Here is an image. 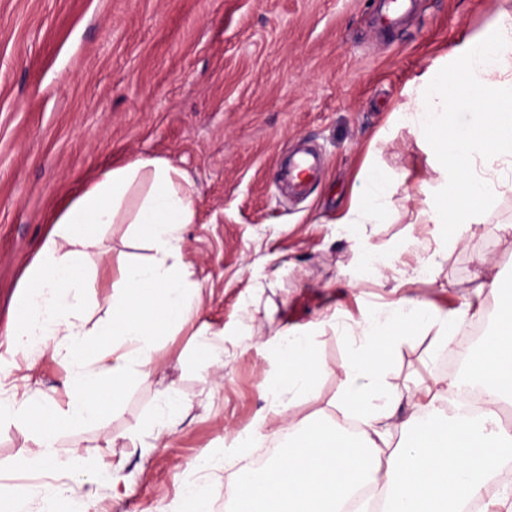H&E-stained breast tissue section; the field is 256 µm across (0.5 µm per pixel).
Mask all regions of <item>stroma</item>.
Instances as JSON below:
<instances>
[{
  "label": "stroma",
  "mask_w": 512,
  "mask_h": 512,
  "mask_svg": "<svg viewBox=\"0 0 512 512\" xmlns=\"http://www.w3.org/2000/svg\"><path fill=\"white\" fill-rule=\"evenodd\" d=\"M377 0H0V353L20 314L21 288L46 233L81 180L149 156L185 171L197 215L183 257L203 292L197 325L222 334L224 370L207 366L192 328L165 338L159 367L123 408L86 429L57 431L61 451L89 447L81 474L22 470L32 443L0 422V484L20 487L31 512L46 488L98 495L106 512H178L195 461L225 458L208 479L209 512L267 444L241 445L257 419L275 427L287 395L280 334L307 336L321 365L295 397L299 418L333 416L343 363L375 311L414 298L447 313L473 303L474 322L496 309L477 290L512 276V193L471 226L417 224V189L436 181L427 152L393 114L420 71L466 38L489 32L512 0H421L403 25L380 30ZM318 148L325 172L306 200L279 184L290 148ZM370 166L398 184L382 224H348ZM385 262L366 276L364 259ZM427 276H416V268ZM413 327L385 382L407 415L415 375L445 378L447 348ZM50 358L12 369L24 398H63ZM188 406L161 447L145 423L170 390ZM124 459L131 493L112 499L98 470Z\"/></svg>",
  "instance_id": "1"
}]
</instances>
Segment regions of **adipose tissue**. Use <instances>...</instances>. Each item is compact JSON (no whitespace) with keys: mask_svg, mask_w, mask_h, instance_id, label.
Wrapping results in <instances>:
<instances>
[{"mask_svg":"<svg viewBox=\"0 0 512 512\" xmlns=\"http://www.w3.org/2000/svg\"><path fill=\"white\" fill-rule=\"evenodd\" d=\"M491 28L492 37L468 38L449 61L416 76L412 97L395 110L440 179L435 202L417 212L415 223L474 224L499 189L512 191V12L499 11ZM361 183L344 221L381 223L397 187L374 169L363 172ZM196 213L186 173L141 157L84 184L56 218L28 271L7 353L32 363L46 356L63 362L67 400L0 396V420L30 434L34 449L26 468L82 470L86 452H61L56 429L101 420L105 412L94 393L100 385L120 409L131 385L158 363L163 324L194 325L201 290L188 282L182 227ZM110 224L128 225L150 256H111L97 232ZM99 288L117 329L111 348L102 351L85 317L88 295ZM469 315L465 305L442 317L414 299L377 311L361 326L343 366L347 384L336 399L335 420L298 419L290 404L279 403L283 424L272 435L280 452L251 471L246 484L229 488L224 512H342L360 486L378 490L382 512H461L464 503L483 499L490 480L512 461V426L497 421L501 406L512 405V323H495L468 359L467 378L486 398L485 410L471 419L444 408L461 387L458 379L416 381L412 411L398 423V400L384 386L402 324L438 326V344L448 345ZM281 353L291 390L306 391L314 363L309 340L284 335ZM351 419L358 424L354 435L344 426Z\"/></svg>","mask_w":512,"mask_h":512,"instance_id":"1","label":"adipose tissue"}]
</instances>
